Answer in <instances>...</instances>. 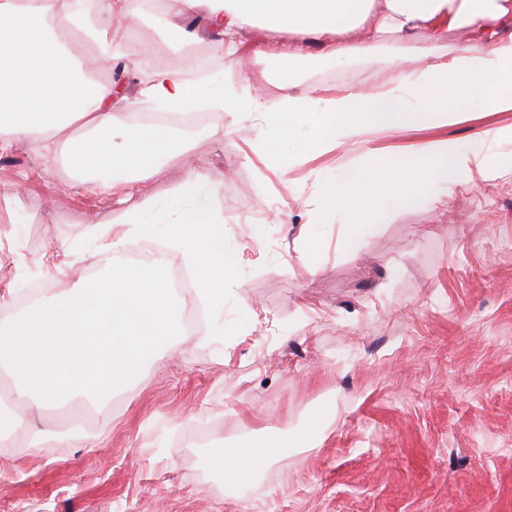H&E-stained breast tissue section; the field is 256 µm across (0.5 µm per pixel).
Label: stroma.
Segmentation results:
<instances>
[{"label":"stroma","instance_id":"obj_1","mask_svg":"<svg viewBox=\"0 0 512 512\" xmlns=\"http://www.w3.org/2000/svg\"><path fill=\"white\" fill-rule=\"evenodd\" d=\"M131 45L148 63L107 62L130 92L128 123L155 118L140 90L153 68L196 71L224 57L218 37L181 39L162 0H135ZM268 102L290 77L299 89L383 91L398 72L376 59L254 63ZM236 115L201 108L187 161L148 178L87 188L75 125L47 148L0 151V320L29 301L85 287L121 252L103 251L136 215L187 178L212 184L231 233L239 288L217 316H245L227 340L208 321L169 355L115 390L93 427L89 407L43 409L30 422L61 444L18 455L0 444V512H512V112L470 109L451 124L366 129L317 157L291 147L289 166L235 133ZM480 140L486 173L433 202L391 212L353 248L340 214L315 218V185L367 152L418 153ZM332 413L313 447L291 448L244 488L209 468L212 448L292 437L322 406Z\"/></svg>","mask_w":512,"mask_h":512}]
</instances>
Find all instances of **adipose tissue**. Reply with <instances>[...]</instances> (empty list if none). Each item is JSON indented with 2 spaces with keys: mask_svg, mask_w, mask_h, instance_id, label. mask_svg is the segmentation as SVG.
<instances>
[{
  "mask_svg": "<svg viewBox=\"0 0 512 512\" xmlns=\"http://www.w3.org/2000/svg\"><path fill=\"white\" fill-rule=\"evenodd\" d=\"M83 0H0V149L26 141L43 146L60 125L81 124L89 136L71 141L70 155L81 171L119 170L136 177L153 174L163 162L184 158L173 126H126L115 106L123 87L86 80L84 70L127 51L123 30L133 0H100L110 35L95 34V53L76 60L57 32V22L78 15ZM169 13L204 11L224 41L229 67L239 81L202 97L198 84L168 69H154L143 94L160 110L200 105L239 112V133L267 153L292 141L299 119L313 124L303 142L319 153L340 147L367 127L415 128L448 123L465 106L479 103L493 112L512 111V0H167ZM287 31V40L245 41L254 28ZM451 29L468 33L461 53L440 52ZM427 31L417 46V31ZM282 62L309 59L345 63L372 57L399 71L383 92L365 88L336 95L297 92L282 80V102L268 104L250 83V58ZM488 158L477 144L443 142L417 155L369 152L363 171H343L316 186L318 213L343 212L358 235L375 228L373 218L417 204L484 174ZM273 446L224 445L211 450L208 464L240 483L266 467Z\"/></svg>",
  "mask_w": 512,
  "mask_h": 512,
  "instance_id": "adipose-tissue-1",
  "label": "adipose tissue"
}]
</instances>
